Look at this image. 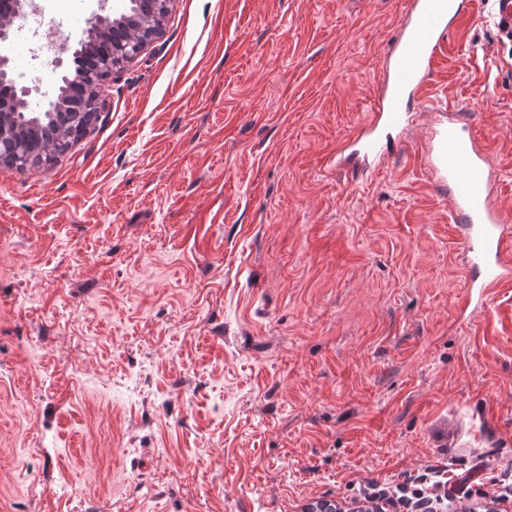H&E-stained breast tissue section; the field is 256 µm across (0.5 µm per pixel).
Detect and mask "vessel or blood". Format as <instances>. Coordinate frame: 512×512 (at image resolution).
Wrapping results in <instances>:
<instances>
[{"label":"vessel or blood","mask_w":512,"mask_h":512,"mask_svg":"<svg viewBox=\"0 0 512 512\" xmlns=\"http://www.w3.org/2000/svg\"><path fill=\"white\" fill-rule=\"evenodd\" d=\"M491 16L500 31L512 36V0H491ZM478 21L461 0H411L387 60L384 92L355 135L337 150V159L380 157L389 138L405 130L409 101L428 94L448 54L450 32ZM424 162L452 199L450 219L476 273L465 282L464 298L485 299L493 288L512 280V247L505 242L502 214L494 204L496 172L475 137L455 122L434 129Z\"/></svg>","instance_id":"vessel-or-blood-1"}]
</instances>
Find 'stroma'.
<instances>
[{
    "mask_svg": "<svg viewBox=\"0 0 512 512\" xmlns=\"http://www.w3.org/2000/svg\"><path fill=\"white\" fill-rule=\"evenodd\" d=\"M407 0H174L52 165H0V512H302L445 465L512 489V284L467 267L430 127L466 129L512 239V40L482 4L380 162L327 159ZM16 77L56 90L23 35Z\"/></svg>",
    "mask_w": 512,
    "mask_h": 512,
    "instance_id": "35a3bbf8",
    "label": "stroma"
}]
</instances>
